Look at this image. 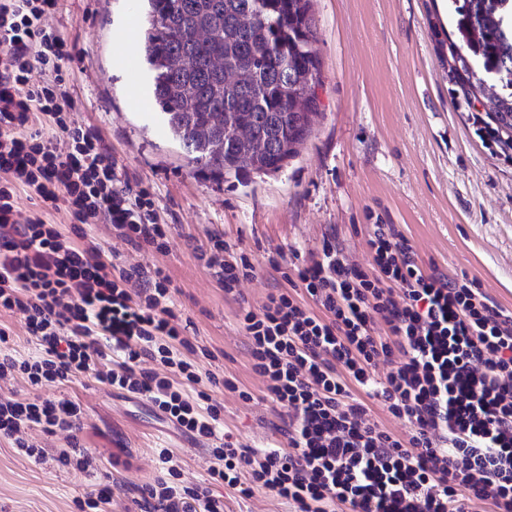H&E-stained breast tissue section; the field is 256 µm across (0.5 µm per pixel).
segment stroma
<instances>
[{
	"label": "stroma",
	"mask_w": 512,
	"mask_h": 512,
	"mask_svg": "<svg viewBox=\"0 0 512 512\" xmlns=\"http://www.w3.org/2000/svg\"><path fill=\"white\" fill-rule=\"evenodd\" d=\"M320 60L319 115L296 157L274 174L217 182L197 175L148 96L128 98V77L114 44L126 29L130 0H60L51 19L71 47L65 64L75 91L76 122L98 133L133 189L148 190L159 223L170 225L163 252L137 250L111 225L86 231L122 267H160L171 279L172 309L193 346L201 377L238 444H285L279 407L251 369L238 314L287 288L284 270L317 257L332 242L358 262L369 259L372 225L391 224L426 272L477 280L512 312V153L488 146L483 110L462 96L448 67L456 38L441 0H312ZM246 253L255 276L240 296H225L204 259L213 239ZM232 380L254 399L224 388ZM78 403L79 444L97 465L87 476L62 465L67 432L29 431L42 459L0 439V512H78L102 487L112 512H136L135 498L163 471L169 449L186 484L211 486L224 512H289L285 501L255 490L239 498L211 485L212 457L146 399L82 376L34 391L0 380V397L34 396Z\"/></svg>",
	"instance_id": "stroma-1"
}]
</instances>
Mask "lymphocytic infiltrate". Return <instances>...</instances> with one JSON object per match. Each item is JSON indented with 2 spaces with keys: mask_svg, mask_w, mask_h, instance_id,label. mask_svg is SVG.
Wrapping results in <instances>:
<instances>
[{
  "mask_svg": "<svg viewBox=\"0 0 512 512\" xmlns=\"http://www.w3.org/2000/svg\"><path fill=\"white\" fill-rule=\"evenodd\" d=\"M58 0H0V316H24L37 351L2 350L0 378L31 388L95 376L145 397L181 430L207 440L213 482L240 497L261 489L294 512H512V313L479 282L425 273L408 240L374 225L369 267L324 244L319 260L296 269L291 290L268 295L240 322L252 370L280 410L287 446H238L201 377L177 349L181 332L162 269L117 267L91 238L66 239L53 216L109 224L134 248L164 251L170 227L150 213L146 190L116 177L97 133L70 119L76 100L62 74L70 59L48 22ZM39 201L26 221L19 196ZM208 266L232 295L254 266L246 255ZM108 346H101V339ZM116 368L101 370L106 352ZM168 375L141 368L142 359ZM389 366L377 376V362ZM197 386L188 399L182 384ZM378 403L409 425L396 435L371 421ZM80 433L82 412L65 399L0 400V438L39 459L26 430ZM169 480L142 490L139 512H224L209 488Z\"/></svg>",
  "mask_w": 512,
  "mask_h": 512,
  "instance_id": "f902f5d3",
  "label": "lymphocytic infiltrate"
}]
</instances>
